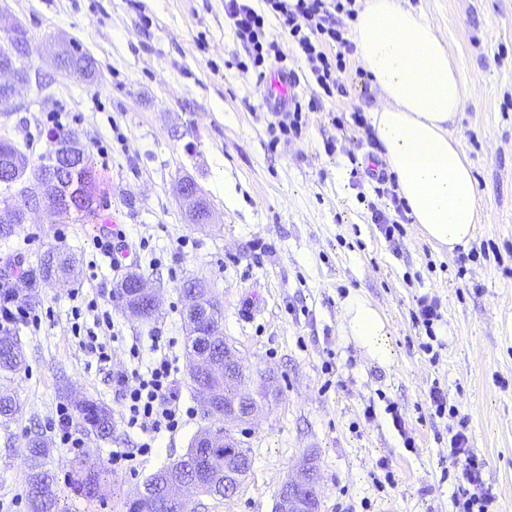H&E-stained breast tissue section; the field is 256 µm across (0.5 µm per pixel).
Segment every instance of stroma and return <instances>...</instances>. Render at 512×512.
Segmentation results:
<instances>
[{"instance_id":"stroma-1","label":"stroma","mask_w":512,"mask_h":512,"mask_svg":"<svg viewBox=\"0 0 512 512\" xmlns=\"http://www.w3.org/2000/svg\"><path fill=\"white\" fill-rule=\"evenodd\" d=\"M400 5L447 40L466 90L448 130L481 198L472 245L495 243L499 259L468 264L462 278L457 253L428 242L417 224H405L392 248L349 183L345 153L356 150L357 133L336 130L331 118L341 107L367 115L380 108L376 84L341 101L322 98L302 137L272 152L267 109L255 74L236 65L244 50L224 22V0H0V48L11 47L6 29L22 25L30 75L0 109V138L36 165L53 147L49 128L62 123L90 155L98 195L93 216L39 211L0 239V267L30 269L53 246L72 254L78 271L65 286L40 283L36 320L18 324L27 368L0 378V390L20 405L15 420L0 425V512H30L24 459L35 437L49 449L61 512H127L146 478L186 453L195 419L161 434L128 468L113 467L112 454L135 452L147 439L140 430L117 424L101 439L71 422L84 442L77 455L61 447L51 419L58 405L83 398L121 410L106 368L73 333L93 324L87 302L96 300L112 323L111 366L146 368L156 357L154 334L173 340L178 357L187 353V278L221 301L244 390L260 389L267 377L275 388L241 438L251 458L244 482L228 498L193 497V512H273L280 486L306 457L319 469L321 512H455L448 431L457 420L432 415L435 381L468 416L470 444L488 461L492 512H512V0ZM73 45L94 59L93 78L58 67L57 54ZM331 137L342 149L334 157L324 151ZM185 179L202 189L209 224L189 223L178 192ZM114 222L129 249L118 266L95 246L100 226ZM130 271L157 291L150 323L112 300ZM352 293L386 318L387 362L346 335ZM422 294L437 299L443 316L435 362L420 351L411 319ZM391 403L405 413L406 433L394 427ZM84 457L106 472L92 495L83 487Z\"/></svg>"}]
</instances>
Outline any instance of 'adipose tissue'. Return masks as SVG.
<instances>
[{"instance_id": "adipose-tissue-1", "label": "adipose tissue", "mask_w": 512, "mask_h": 512, "mask_svg": "<svg viewBox=\"0 0 512 512\" xmlns=\"http://www.w3.org/2000/svg\"><path fill=\"white\" fill-rule=\"evenodd\" d=\"M357 53L385 100L372 114L383 158L395 173L414 223L448 249L476 235V180L447 123L462 110L464 89L445 40L424 15L398 0H364L354 27ZM344 328L375 359L384 361L387 322L368 301L345 305Z\"/></svg>"}]
</instances>
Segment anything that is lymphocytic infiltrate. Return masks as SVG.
Masks as SVG:
<instances>
[{"label": "lymphocytic infiltrate", "mask_w": 512, "mask_h": 512, "mask_svg": "<svg viewBox=\"0 0 512 512\" xmlns=\"http://www.w3.org/2000/svg\"><path fill=\"white\" fill-rule=\"evenodd\" d=\"M264 10H257L252 0H224V18L236 39L242 44L258 78H265L273 68H284L286 57L280 48V38H287L304 55L309 68V79L325 96H349L351 88L366 87L368 74L356 69L349 83L336 80L345 71L346 59L354 52V44L345 37L339 23L340 16L355 18L358 0H263ZM278 18L280 33H273L269 20ZM337 128L352 124L363 130L359 147L364 156L348 153L350 182L362 187L364 182L374 185V200L367 208L371 221L376 224L385 239H393L400 231L401 217L407 205L398 193L395 179L388 173L377 154L379 143L360 109H353L349 117H333ZM178 372V358L171 351H164L147 371L124 368L113 372L112 382L121 405V423L130 429L148 434V442L142 443L140 454H148L151 442L161 433H173L185 419L193 417L192 408L183 407L174 387ZM428 398L436 415L450 414L458 419L455 429L450 430L448 457L457 468V489L452 494L458 512H490L495 500L492 487L485 480L487 461L469 444L468 420L461 417L456 406L450 405L439 383H432Z\"/></svg>", "instance_id": "lymphocytic-infiltrate-1"}]
</instances>
